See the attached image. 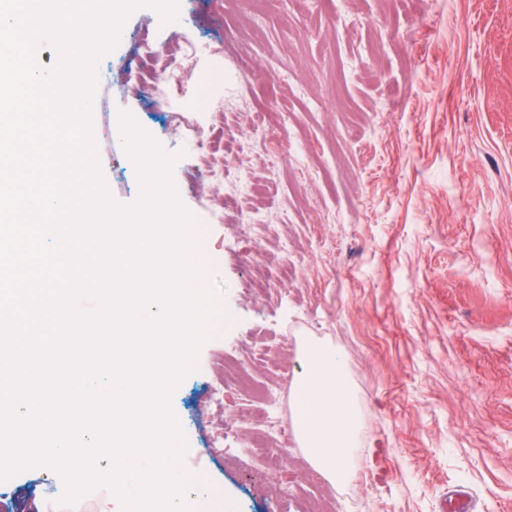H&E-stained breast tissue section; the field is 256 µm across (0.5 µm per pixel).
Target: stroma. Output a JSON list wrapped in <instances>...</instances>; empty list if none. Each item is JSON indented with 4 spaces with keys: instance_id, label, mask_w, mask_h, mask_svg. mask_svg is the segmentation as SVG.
<instances>
[{
    "instance_id": "stroma-1",
    "label": "stroma",
    "mask_w": 512,
    "mask_h": 512,
    "mask_svg": "<svg viewBox=\"0 0 512 512\" xmlns=\"http://www.w3.org/2000/svg\"><path fill=\"white\" fill-rule=\"evenodd\" d=\"M178 16H128L123 50L96 65L91 121L118 204L141 192L121 114L175 156L223 287L171 397L186 497L209 483L226 512H300L327 495L297 446L288 497L260 481L224 375L248 358L260 384L296 379L310 340L335 350L358 414L348 512H439L454 489L473 512H512V0H179ZM147 51L156 68L181 59L176 103L154 94ZM65 490L58 472L20 471L0 482V512Z\"/></svg>"
}]
</instances>
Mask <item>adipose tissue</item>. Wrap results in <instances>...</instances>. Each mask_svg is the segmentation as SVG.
Returning <instances> with one entry per match:
<instances>
[{
	"label": "adipose tissue",
	"mask_w": 512,
	"mask_h": 512,
	"mask_svg": "<svg viewBox=\"0 0 512 512\" xmlns=\"http://www.w3.org/2000/svg\"><path fill=\"white\" fill-rule=\"evenodd\" d=\"M294 388V424L301 446L314 468L331 482L349 477L356 445L357 415L353 395L334 350L305 346Z\"/></svg>",
	"instance_id": "1"
}]
</instances>
